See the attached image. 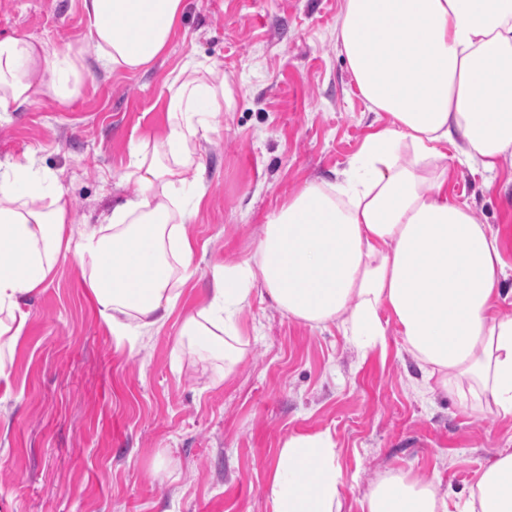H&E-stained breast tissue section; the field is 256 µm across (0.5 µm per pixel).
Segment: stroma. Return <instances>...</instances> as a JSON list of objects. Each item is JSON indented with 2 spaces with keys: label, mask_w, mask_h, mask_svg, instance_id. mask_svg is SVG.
Segmentation results:
<instances>
[{
  "label": "stroma",
  "mask_w": 512,
  "mask_h": 512,
  "mask_svg": "<svg viewBox=\"0 0 512 512\" xmlns=\"http://www.w3.org/2000/svg\"><path fill=\"white\" fill-rule=\"evenodd\" d=\"M341 0H186L166 52L135 74L95 60L80 0H0V38L80 48L86 77L66 103L40 96L0 114V161L34 157L72 201L77 230L99 229L122 197L135 145L167 125L166 85L180 65L217 64L233 102L202 144L207 194L187 231L200 270L150 341L119 342L78 259L59 262L27 298L0 399V512H269L267 473L280 441L330 431L347 484L404 471L466 492L512 449V421L417 386L396 327L364 355L330 324L312 328L253 294L239 326L249 344L232 376L190 356L183 316L209 299L214 267L253 255L267 219L306 183L335 181L377 119L334 36ZM448 196L506 231L512 290V159L496 178L449 160Z\"/></svg>",
  "instance_id": "stroma-1"
}]
</instances>
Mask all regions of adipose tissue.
<instances>
[{
	"label": "adipose tissue",
	"instance_id": "obj_1",
	"mask_svg": "<svg viewBox=\"0 0 512 512\" xmlns=\"http://www.w3.org/2000/svg\"><path fill=\"white\" fill-rule=\"evenodd\" d=\"M104 70L137 73L166 51L185 0H81ZM336 46L371 111L386 113L333 183L301 187L272 214L252 258L214 274L209 302L186 314L192 347L232 375L247 340L240 313L262 287L288 319L340 323L362 352L396 326L433 389L472 410L512 417V316L496 312L501 236L448 196L449 157L493 176L512 157V0H343ZM81 50L25 36L0 39V112L41 94L78 91ZM227 85L217 65L188 60L166 87L165 135L135 151L138 193L106 228L75 235L72 203L49 189L35 158L0 163V379L26 325L25 298L75 253L114 336L150 340L197 275L186 232L201 202L202 142ZM340 450L327 432L292 433L277 448L271 512H343ZM360 512H512V452L477 473L468 494L389 472L357 493Z\"/></svg>",
	"mask_w": 512,
	"mask_h": 512
}]
</instances>
